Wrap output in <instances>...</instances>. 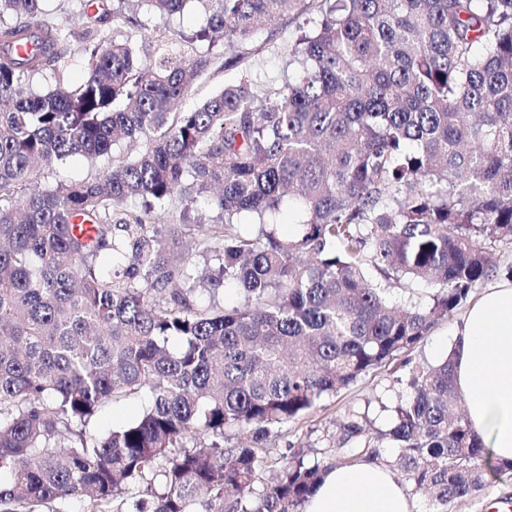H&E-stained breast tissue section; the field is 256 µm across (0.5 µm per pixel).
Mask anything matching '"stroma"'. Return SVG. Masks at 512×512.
I'll list each match as a JSON object with an SVG mask.
<instances>
[{
  "label": "stroma",
  "mask_w": 512,
  "mask_h": 512,
  "mask_svg": "<svg viewBox=\"0 0 512 512\" xmlns=\"http://www.w3.org/2000/svg\"><path fill=\"white\" fill-rule=\"evenodd\" d=\"M46 22L61 29L74 32L69 56L71 67L66 81L75 87L81 82L83 43L76 34L87 25L75 0H48L45 6ZM296 23L291 16H283L276 23V34L271 41L257 40L251 47L248 67L257 93L282 85L288 76V54L295 36ZM111 166V160L102 157L94 161L74 157L66 162L41 172L38 184L49 185L59 181L92 179L102 175ZM465 312L457 307L452 313L438 321L427 336L402 357L394 358L384 366L370 370L355 384L325 399L322 406L297 424L288 425L270 443L271 458H278L288 449H296L308 458H322L328 452V442L336 432L339 422L351 412L366 416L372 429L383 430L389 425L395 406L407 396L396 379L401 375L403 359L412 363L433 365L446 357L452 343L453 333ZM512 500V472L499 474L488 472L483 490L471 498L452 503L449 512H486L492 499Z\"/></svg>",
  "instance_id": "1"
}]
</instances>
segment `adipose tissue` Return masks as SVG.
I'll use <instances>...</instances> for the list:
<instances>
[{
    "mask_svg": "<svg viewBox=\"0 0 512 512\" xmlns=\"http://www.w3.org/2000/svg\"><path fill=\"white\" fill-rule=\"evenodd\" d=\"M454 373L472 429L497 460L512 461V279L484 289L454 332ZM404 484L381 460L329 469L306 512H413Z\"/></svg>",
    "mask_w": 512,
    "mask_h": 512,
    "instance_id": "adipose-tissue-1",
    "label": "adipose tissue"
}]
</instances>
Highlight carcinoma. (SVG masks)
<instances>
[{
  "label": "carcinoma",
  "mask_w": 512,
  "mask_h": 512,
  "mask_svg": "<svg viewBox=\"0 0 512 512\" xmlns=\"http://www.w3.org/2000/svg\"><path fill=\"white\" fill-rule=\"evenodd\" d=\"M190 1L205 26L187 40L218 33L238 54L160 34L140 55L123 32L139 21L113 6L80 35L78 87L25 93L61 81L72 33L42 20L48 0H0V512H126L125 493L132 512H300L333 463L296 453L267 478L270 438L419 343L512 242V0H131L160 18ZM285 10L293 70L260 95L244 47ZM219 60L238 80L174 111ZM140 137L99 177L33 185ZM176 199L219 218L173 268L152 228ZM285 201L293 238L265 222ZM245 212L255 236L237 230ZM211 255L221 276L202 278ZM196 279L241 303L200 305ZM390 280L425 292L396 305ZM406 388L388 429L350 413L329 447L399 449L447 512L484 486L486 448L452 357L410 366ZM142 393L139 417L87 433L104 403ZM229 428L247 442L224 445Z\"/></svg>",
  "instance_id": "carcinoma-1"
}]
</instances>
